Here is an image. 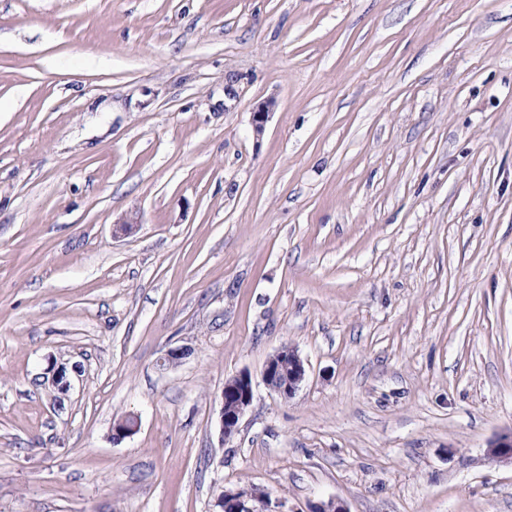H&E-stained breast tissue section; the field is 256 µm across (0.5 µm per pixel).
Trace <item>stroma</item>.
<instances>
[{"label": "stroma", "instance_id": "1", "mask_svg": "<svg viewBox=\"0 0 512 512\" xmlns=\"http://www.w3.org/2000/svg\"><path fill=\"white\" fill-rule=\"evenodd\" d=\"M510 431L512 0H0V512H512ZM288 360V370L285 362ZM306 369L297 351L282 346L264 364L261 377L268 390L287 402L297 394L305 379ZM253 399L254 383L248 372H241L224 382L219 396L220 425L224 441L237 434L240 421L251 407ZM217 512H282L272 510L271 501L267 494L260 490L251 493L240 491L222 490L217 496Z\"/></svg>", "mask_w": 512, "mask_h": 512}]
</instances>
